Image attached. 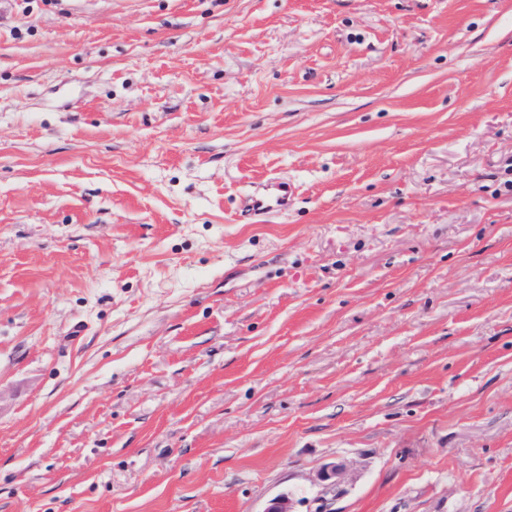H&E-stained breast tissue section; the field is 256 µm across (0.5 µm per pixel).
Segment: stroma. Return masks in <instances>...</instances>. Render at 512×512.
Here are the masks:
<instances>
[{"label": "stroma", "mask_w": 512, "mask_h": 512, "mask_svg": "<svg viewBox=\"0 0 512 512\" xmlns=\"http://www.w3.org/2000/svg\"><path fill=\"white\" fill-rule=\"evenodd\" d=\"M283 493L512 512V0H0V512ZM291 196L292 191L290 186L278 183L274 185L270 193L257 199L252 198L248 210L254 215H263L271 212H286Z\"/></svg>", "instance_id": "35a3bbf8"}]
</instances>
